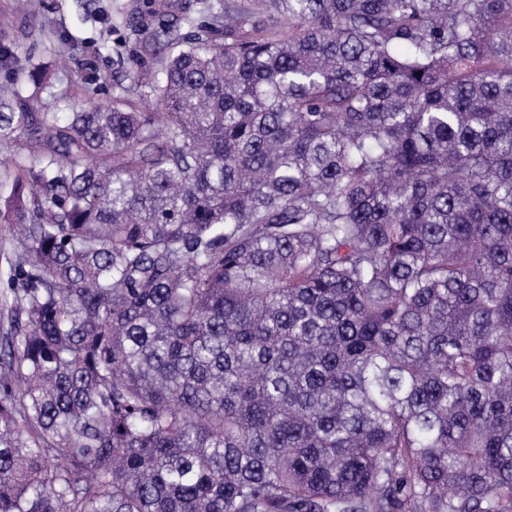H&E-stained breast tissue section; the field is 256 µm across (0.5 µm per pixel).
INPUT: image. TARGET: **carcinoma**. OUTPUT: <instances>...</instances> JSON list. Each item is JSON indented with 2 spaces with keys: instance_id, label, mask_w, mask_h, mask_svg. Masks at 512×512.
I'll use <instances>...</instances> for the list:
<instances>
[{
  "instance_id": "1",
  "label": "carcinoma",
  "mask_w": 512,
  "mask_h": 512,
  "mask_svg": "<svg viewBox=\"0 0 512 512\" xmlns=\"http://www.w3.org/2000/svg\"><path fill=\"white\" fill-rule=\"evenodd\" d=\"M28 112L0 512H512V0H222Z\"/></svg>"
}]
</instances>
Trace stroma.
I'll use <instances>...</instances> for the list:
<instances>
[{
  "mask_svg": "<svg viewBox=\"0 0 512 512\" xmlns=\"http://www.w3.org/2000/svg\"><path fill=\"white\" fill-rule=\"evenodd\" d=\"M213 0H0V85H22L33 112L60 120L109 104L126 76L155 67L144 42L159 22L189 34Z\"/></svg>",
  "mask_w": 512,
  "mask_h": 512,
  "instance_id": "35a3bbf8",
  "label": "stroma"
}]
</instances>
